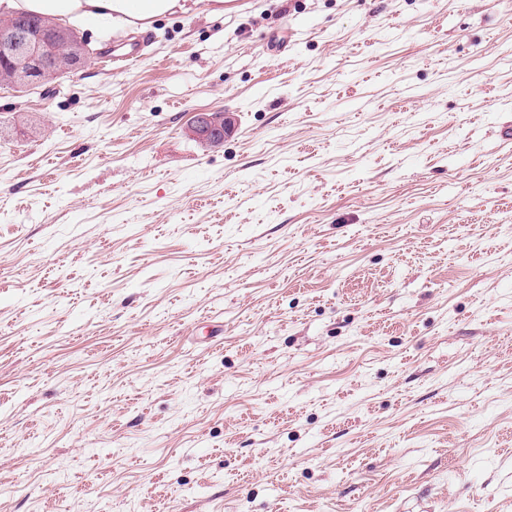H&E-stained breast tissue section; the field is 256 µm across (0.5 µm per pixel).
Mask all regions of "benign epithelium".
Instances as JSON below:
<instances>
[{"label":"benign epithelium","instance_id":"7a95c632","mask_svg":"<svg viewBox=\"0 0 512 512\" xmlns=\"http://www.w3.org/2000/svg\"><path fill=\"white\" fill-rule=\"evenodd\" d=\"M0 51L11 63L8 72L0 71V85L18 90L63 77L90 61L85 40L60 23L33 30L0 17ZM231 124L226 112H197L191 131L197 139L218 145Z\"/></svg>","mask_w":512,"mask_h":512}]
</instances>
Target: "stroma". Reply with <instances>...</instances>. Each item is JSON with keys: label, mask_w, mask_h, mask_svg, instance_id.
<instances>
[{"label": "stroma", "mask_w": 512, "mask_h": 512, "mask_svg": "<svg viewBox=\"0 0 512 512\" xmlns=\"http://www.w3.org/2000/svg\"><path fill=\"white\" fill-rule=\"evenodd\" d=\"M78 30L0 87V512H512V0ZM231 124L232 118L226 112H197L193 117L191 131L200 141L218 145L224 142Z\"/></svg>", "instance_id": "35a3bbf8"}]
</instances>
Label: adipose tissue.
<instances>
[{
	"mask_svg": "<svg viewBox=\"0 0 512 512\" xmlns=\"http://www.w3.org/2000/svg\"><path fill=\"white\" fill-rule=\"evenodd\" d=\"M204 0H0V12H33L72 22L105 21L112 28L149 27L156 19L189 14Z\"/></svg>",
	"mask_w": 512,
	"mask_h": 512,
	"instance_id": "obj_1",
	"label": "adipose tissue"
}]
</instances>
